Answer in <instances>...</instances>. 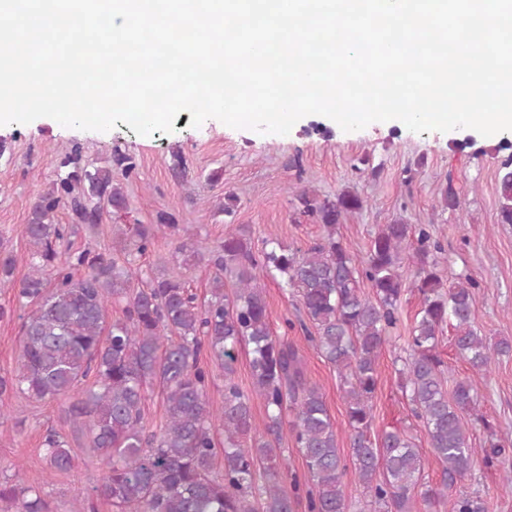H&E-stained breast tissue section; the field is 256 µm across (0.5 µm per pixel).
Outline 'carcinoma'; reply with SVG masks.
<instances>
[{
    "label": "carcinoma",
    "mask_w": 512,
    "mask_h": 512,
    "mask_svg": "<svg viewBox=\"0 0 512 512\" xmlns=\"http://www.w3.org/2000/svg\"><path fill=\"white\" fill-rule=\"evenodd\" d=\"M67 172L35 199L22 234L32 246L31 271L18 296L31 307L20 328V367L0 376V395L19 391L36 401L71 398L69 419L89 439L103 473L94 495L112 512H348L342 478L347 466L336 431L318 388L304 373L296 349L273 338L259 274L276 272L297 290L308 323L324 357L347 385V416L352 430V463L376 512H414L415 488L423 469L419 450L399 431L373 442L368 435L377 388L376 362L397 323L402 294V254L416 259L414 284L422 295L419 319L410 331L401 375L412 411L424 425L432 452L444 464L440 486L420 493L431 505L448 495L456 480L474 466L465 416H477V392L469 378L444 389L448 366L436 351L437 332L451 322L453 344L477 373L489 371L494 356L512 352V340L491 344L472 322L477 282L460 274L444 287L445 249L428 224L393 222L371 238L366 257L356 262L336 239V225L364 206L356 192L317 200L298 196L301 212L315 218L326 236L307 251L283 248L256 253L245 235L229 231L209 247L182 243L214 269L210 298L197 303L184 281L164 271L133 286L130 257L145 254L153 233L141 225L121 241L119 254L63 248L73 226L53 223L68 208L78 224H99L107 207L127 209L112 170L69 156ZM500 223L512 224V156L502 162ZM13 256L0 243V284L12 281ZM235 275V289L224 292V274ZM372 289L369 297L362 285ZM123 317L107 323L108 304ZM249 347L254 387L267 423L253 429L251 398L234 379L235 348ZM209 351L224 366V398L208 397L209 372L199 356ZM164 394L162 426L144 422L148 389ZM304 460V480L288 476V458L275 446L286 410ZM224 432V465L214 473L215 430ZM45 459L52 473L74 466L64 436L49 431ZM291 478V490L282 486ZM0 501L14 512H51L45 496L17 481L0 484Z\"/></svg>",
    "instance_id": "carcinoma-1"
}]
</instances>
